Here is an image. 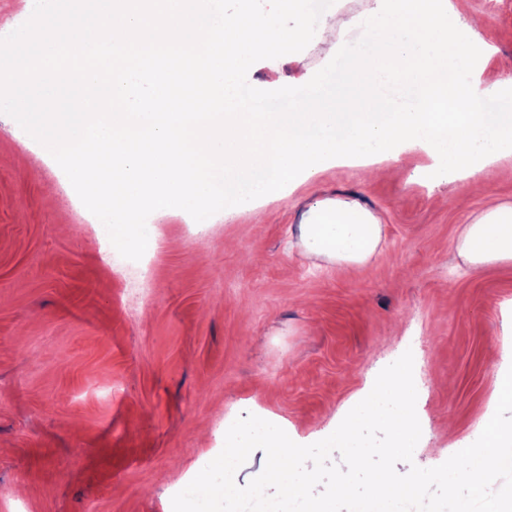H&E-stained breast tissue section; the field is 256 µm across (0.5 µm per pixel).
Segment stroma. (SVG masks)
I'll return each mask as SVG.
<instances>
[{"instance_id": "1", "label": "stroma", "mask_w": 512, "mask_h": 512, "mask_svg": "<svg viewBox=\"0 0 512 512\" xmlns=\"http://www.w3.org/2000/svg\"><path fill=\"white\" fill-rule=\"evenodd\" d=\"M481 37L512 54V0H463ZM296 111L335 95L345 70L310 39L266 48L236 87L262 95L270 63ZM316 71L315 86L300 77ZM38 136L0 114V512H172V498L224 446L226 421L275 419L296 443L329 436L378 373L412 351L422 435L410 465L442 464L478 438L512 367V263L458 255L481 198L459 185L365 179L333 166L291 196L210 225L169 216L152 264L108 269ZM448 205L435 207L436 194ZM351 197L381 220L377 253L350 278L304 257V207Z\"/></svg>"}]
</instances>
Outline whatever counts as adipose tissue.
<instances>
[{"label":"adipose tissue","mask_w":512,"mask_h":512,"mask_svg":"<svg viewBox=\"0 0 512 512\" xmlns=\"http://www.w3.org/2000/svg\"><path fill=\"white\" fill-rule=\"evenodd\" d=\"M278 2V10H244L220 23L213 0H92L65 14L48 8L20 30L1 20L14 39L13 92L0 95V112L20 109L41 157L59 159L71 186L129 244L144 219L186 212L206 226L226 195L234 212L250 211L336 163L366 167L417 149L429 159L426 179H465L475 193L474 174L512 155V112L484 109L485 98L512 92L486 82V67L512 70V56L489 51L484 20L452 0H375L365 15L333 13L319 33L329 55H347L353 32L379 55L350 63L334 103L254 111L235 94L237 76L264 46L308 35L301 0ZM283 11L295 16L293 28L281 26ZM409 58L424 93L400 112L379 86L391 60ZM461 62L467 77L453 79ZM139 79L155 91L134 107ZM381 235L379 218L354 199L320 198L302 214L303 251L346 273L375 254ZM457 249L476 269L512 262V205L488 198Z\"/></svg>","instance_id":"adipose-tissue-1"}]
</instances>
